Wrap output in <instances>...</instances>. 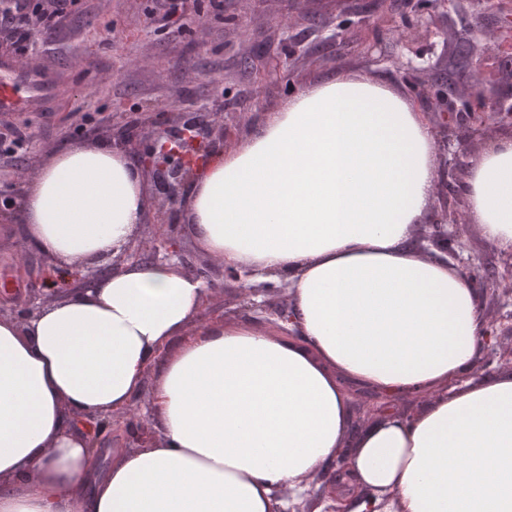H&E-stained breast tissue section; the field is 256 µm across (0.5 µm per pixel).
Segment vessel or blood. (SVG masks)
I'll return each mask as SVG.
<instances>
[{"label": "vessel or blood", "instance_id": "b4317fda", "mask_svg": "<svg viewBox=\"0 0 512 512\" xmlns=\"http://www.w3.org/2000/svg\"><path fill=\"white\" fill-rule=\"evenodd\" d=\"M58 90L54 79L35 69H25L9 58L0 60V112L38 109Z\"/></svg>", "mask_w": 512, "mask_h": 512}]
</instances>
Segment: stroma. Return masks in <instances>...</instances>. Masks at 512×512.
<instances>
[{"label":"stroma","mask_w":512,"mask_h":512,"mask_svg":"<svg viewBox=\"0 0 512 512\" xmlns=\"http://www.w3.org/2000/svg\"><path fill=\"white\" fill-rule=\"evenodd\" d=\"M430 0H387L402 37L357 13V0H192L184 14L171 16L160 0H81L78 13L30 60L64 79L57 108L16 112L0 119L27 126L31 139L18 159H0V288L12 290L13 314L37 310L54 273L49 261L22 247L23 198L31 177L24 162L43 165L61 147L111 140V125L137 126L180 101L181 111L230 112L247 137L254 117L284 106L300 88L336 73L365 70L388 77L414 93L417 84L439 89L445 77L468 87L467 70L456 68L452 47L464 37V22L481 19L499 27L497 0H449L429 31H415V9ZM344 33L347 44L335 42ZM263 44L261 61L243 64L251 42ZM460 225H449L448 246L488 269L500 268L502 255L469 221V203L457 195ZM182 246L199 267L210 266L224 283L206 308L240 311L242 319L267 328L261 311H241L238 283L222 278L221 268L181 227ZM484 318L495 324L500 347L490 373L512 369V298L487 296Z\"/></svg>","instance_id":"35a3bbf8"}]
</instances>
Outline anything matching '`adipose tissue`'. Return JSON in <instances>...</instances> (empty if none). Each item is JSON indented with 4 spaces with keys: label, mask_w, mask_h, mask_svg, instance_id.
<instances>
[{
    "label": "adipose tissue",
    "mask_w": 512,
    "mask_h": 512,
    "mask_svg": "<svg viewBox=\"0 0 512 512\" xmlns=\"http://www.w3.org/2000/svg\"><path fill=\"white\" fill-rule=\"evenodd\" d=\"M440 177L384 78L341 74L260 115L191 184L187 218L210 257L288 283V335L202 319L204 280L131 262L0 318V512H287L344 451L347 512H512V371L474 376L483 295L416 239ZM461 189L512 252V136ZM147 200L118 147H66L24 197L22 241L62 271L108 259ZM351 384L423 405L356 431ZM146 391L150 447L80 429Z\"/></svg>",
    "instance_id": "obj_1"
}]
</instances>
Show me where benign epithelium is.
Here are the masks:
<instances>
[{"instance_id": "7a95c632", "label": "benign epithelium", "mask_w": 512, "mask_h": 512, "mask_svg": "<svg viewBox=\"0 0 512 512\" xmlns=\"http://www.w3.org/2000/svg\"><path fill=\"white\" fill-rule=\"evenodd\" d=\"M483 35L481 27L471 22L467 25V37L461 40L465 46L463 67L471 68L473 77L470 94H462L456 84L450 81V91L436 93L433 107L435 114L454 116L472 139L483 134L490 116L499 123L512 127V104L507 105L500 98H486L482 89L484 72L481 67L473 64L475 45ZM498 40L503 42V50L498 52V65L507 71L512 68V58L508 52L509 45L512 44L511 13L501 17ZM237 136V129L219 120L218 114L214 112H165L162 121L150 131L142 127L118 135L115 145L136 157L141 174L156 180L159 194L163 195L152 222L155 233L147 242H134L125 246L110 264L88 270L82 280L90 281L109 274L127 261L168 264L174 267L185 263L181 245V224L176 220L184 190L196 178L197 171L206 164L211 155L224 150ZM464 152L466 147L461 143L452 160L444 161L441 190L434 204L435 218L426 225V231L420 234L423 239L432 242L445 241L448 239V225L461 223L459 214L448 210V194L454 191L448 178L457 172V166L461 165L460 156ZM458 262L467 278L481 292L495 295L502 292L512 296V252L502 256L501 273L495 270L486 271L470 259L460 258ZM223 275L224 279L241 284L244 299L247 300L246 307L249 309L260 306L254 297L285 290L283 286L276 287L270 283L258 287L248 285L246 279L251 277V273L242 274L231 266L224 267ZM99 425L122 433L127 448H145L155 438L153 423L138 409L125 414L122 421L116 422L110 418L100 421Z\"/></svg>"}]
</instances>
